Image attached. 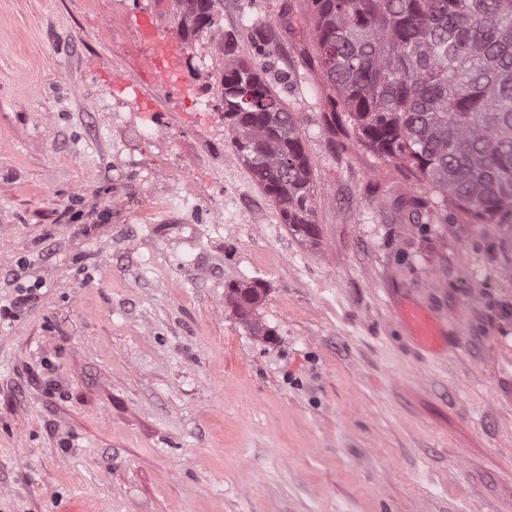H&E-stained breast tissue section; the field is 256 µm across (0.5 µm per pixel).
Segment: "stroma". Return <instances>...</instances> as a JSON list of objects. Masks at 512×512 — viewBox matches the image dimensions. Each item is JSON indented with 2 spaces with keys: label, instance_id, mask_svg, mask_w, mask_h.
I'll use <instances>...</instances> for the list:
<instances>
[{
  "label": "stroma",
  "instance_id": "35a3bbf8",
  "mask_svg": "<svg viewBox=\"0 0 512 512\" xmlns=\"http://www.w3.org/2000/svg\"><path fill=\"white\" fill-rule=\"evenodd\" d=\"M176 9L0 0V311L41 285L0 314V512H512V224L408 219L425 188L334 121L307 0H223L208 53ZM139 15L187 93L153 79ZM262 40L310 240L224 124V66ZM254 282L260 334L227 299ZM405 318L416 345L425 351H434L441 336L440 325L418 309L409 310Z\"/></svg>",
  "mask_w": 512,
  "mask_h": 512
}]
</instances>
